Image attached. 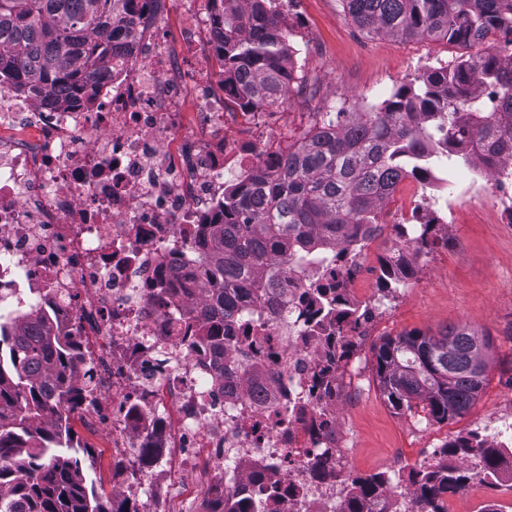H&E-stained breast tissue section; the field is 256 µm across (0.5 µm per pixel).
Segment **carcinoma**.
I'll return each instance as SVG.
<instances>
[{
  "label": "carcinoma",
  "mask_w": 512,
  "mask_h": 512,
  "mask_svg": "<svg viewBox=\"0 0 512 512\" xmlns=\"http://www.w3.org/2000/svg\"><path fill=\"white\" fill-rule=\"evenodd\" d=\"M212 0L222 25L224 90L243 112L273 106L294 80L293 50L280 25L278 0ZM357 26L403 39L426 37L469 47L512 35V0H343ZM129 0H0V76L12 75L32 94L49 84H91L109 56L103 38ZM496 84L501 112H485L479 92ZM476 152L495 171L512 157V60L488 48L460 55L399 87L368 112H331L314 135L279 158L277 174L243 177L224 191V223L213 253L199 263L238 290L265 273L267 287L288 281L289 260L320 265L322 246L358 236L406 178L425 181L420 159L439 154L464 163ZM435 224L415 225L412 247L424 254ZM411 259L385 260L383 282L397 288ZM357 310L336 305V335L356 323ZM485 332L452 324L432 332L383 338L374 349L375 380L396 411L424 413L428 422L465 416L488 384ZM70 337L35 321L14 332L0 324V512H140L126 498L105 497L89 483L71 419L92 397L94 373L77 383ZM482 448L481 471L492 473L499 449L472 437L448 441L442 453L464 458ZM472 473L440 468L415 473L408 512H448V496L466 489ZM380 477L360 480L343 512H375Z\"/></svg>",
  "instance_id": "carcinoma-1"
}]
</instances>
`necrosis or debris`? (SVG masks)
Wrapping results in <instances>:
<instances>
[{
	"mask_svg": "<svg viewBox=\"0 0 512 512\" xmlns=\"http://www.w3.org/2000/svg\"><path fill=\"white\" fill-rule=\"evenodd\" d=\"M184 34L209 59L222 38L203 0H181ZM166 0H136L116 22L112 61L93 93H22L0 80V321L45 320L76 337V376L93 367L98 408L118 452L176 449L207 497H252L262 512H341L356 478L340 426L343 359L331 317L307 305L317 286L353 285L364 243L336 245L350 272L291 268L287 289L226 297L223 346L206 340L211 287L197 257L224 216V174L270 172L293 143L227 137L224 101L170 59ZM202 127L185 130V96ZM481 195L512 223V161Z\"/></svg>",
	"mask_w": 512,
	"mask_h": 512,
	"instance_id": "4bbe7bcc",
	"label": "necrosis or debris"
}]
</instances>
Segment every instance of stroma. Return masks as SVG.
<instances>
[{"label":"stroma","mask_w":512,"mask_h":512,"mask_svg":"<svg viewBox=\"0 0 512 512\" xmlns=\"http://www.w3.org/2000/svg\"><path fill=\"white\" fill-rule=\"evenodd\" d=\"M283 26L296 50V80L286 99L270 107L262 127L239 119L230 135L254 140L292 136L298 126L336 112L347 101L380 105L401 85L438 61L458 56V48L429 39L400 40L363 32L347 14L342 0H296ZM171 52L192 75L221 88L220 65L210 64L198 44L183 37L177 8L164 15ZM434 242L413 266L406 283L382 298L369 336L354 344L345 362L340 421L363 475L396 470L400 482L412 480L419 455L449 440L483 432L496 415L512 410V223H498L490 210L471 202L434 201ZM465 324L490 333L496 344L489 359V384L470 412L449 423L426 422L392 409L374 381L373 348L381 337L404 331H434ZM81 446L90 448L92 478L112 490L118 463L112 438L92 428L84 416L72 421ZM152 499L148 512H197L203 493L187 491L175 468V451L163 449L148 470Z\"/></svg>","instance_id":"1"}]
</instances>
